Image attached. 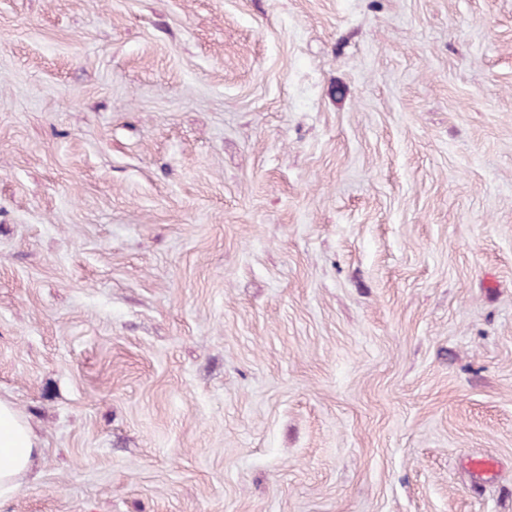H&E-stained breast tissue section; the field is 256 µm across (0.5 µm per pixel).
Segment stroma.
<instances>
[{
	"label": "stroma",
	"instance_id": "stroma-1",
	"mask_svg": "<svg viewBox=\"0 0 512 512\" xmlns=\"http://www.w3.org/2000/svg\"><path fill=\"white\" fill-rule=\"evenodd\" d=\"M0 399V512H512V0H0ZM41 440L13 405L0 399V501L14 498L21 477L40 455Z\"/></svg>",
	"mask_w": 512,
	"mask_h": 512
}]
</instances>
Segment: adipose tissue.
Returning <instances> with one entry per match:
<instances>
[{
	"label": "adipose tissue",
	"mask_w": 512,
	"mask_h": 512,
	"mask_svg": "<svg viewBox=\"0 0 512 512\" xmlns=\"http://www.w3.org/2000/svg\"><path fill=\"white\" fill-rule=\"evenodd\" d=\"M41 440L13 405L0 399V501L14 498L21 477L40 453Z\"/></svg>",
	"instance_id": "adipose-tissue-1"
}]
</instances>
